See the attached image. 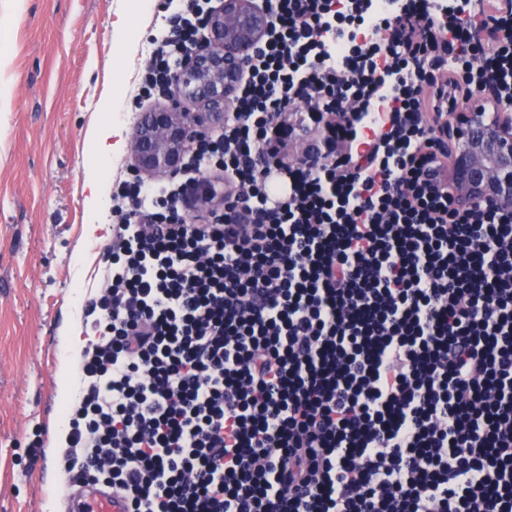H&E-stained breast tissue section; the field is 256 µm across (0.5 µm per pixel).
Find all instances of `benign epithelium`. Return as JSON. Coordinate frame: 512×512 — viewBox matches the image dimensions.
Listing matches in <instances>:
<instances>
[{
  "instance_id": "obj_1",
  "label": "benign epithelium",
  "mask_w": 512,
  "mask_h": 512,
  "mask_svg": "<svg viewBox=\"0 0 512 512\" xmlns=\"http://www.w3.org/2000/svg\"><path fill=\"white\" fill-rule=\"evenodd\" d=\"M204 27L202 42L160 93L165 103L139 113L127 156V168L136 178L179 174L190 147L224 123L245 63L271 24L261 0H213ZM437 134L448 144L458 206H512V111L488 92L474 95L461 100ZM331 158L321 139L308 137L288 155V164L315 166ZM202 183L194 208L207 211L221 193L212 178Z\"/></svg>"
}]
</instances>
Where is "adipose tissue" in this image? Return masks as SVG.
Here are the masks:
<instances>
[{
    "instance_id": "1",
    "label": "adipose tissue",
    "mask_w": 512,
    "mask_h": 512,
    "mask_svg": "<svg viewBox=\"0 0 512 512\" xmlns=\"http://www.w3.org/2000/svg\"><path fill=\"white\" fill-rule=\"evenodd\" d=\"M117 107L118 101L114 96L104 97L100 104L102 116L90 124L86 133L91 154L84 168V205L89 215L86 234L91 240L97 239L101 231L98 215L108 201L103 163L125 146L122 127L110 117Z\"/></svg>"
}]
</instances>
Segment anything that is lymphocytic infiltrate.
Returning a JSON list of instances; mask_svg holds the SVG:
<instances>
[{
    "label": "lymphocytic infiltrate",
    "mask_w": 512,
    "mask_h": 512,
    "mask_svg": "<svg viewBox=\"0 0 512 512\" xmlns=\"http://www.w3.org/2000/svg\"><path fill=\"white\" fill-rule=\"evenodd\" d=\"M272 28L177 182L113 196L69 419L126 512H512V209L461 210L436 126L495 87L499 0H263ZM181 0L143 90L196 47ZM347 115L348 172L270 191L274 124ZM234 215L194 221L202 176Z\"/></svg>",
    "instance_id": "lymphocytic-infiltrate-1"
}]
</instances>
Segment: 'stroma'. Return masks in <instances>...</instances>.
Listing matches in <instances>:
<instances>
[{
	"label": "stroma",
	"mask_w": 512,
	"mask_h": 512,
	"mask_svg": "<svg viewBox=\"0 0 512 512\" xmlns=\"http://www.w3.org/2000/svg\"><path fill=\"white\" fill-rule=\"evenodd\" d=\"M128 3L0 0V512H65L73 490L51 434L61 332L103 288L112 236H84V131L114 91L132 134L151 43L168 30L165 9L134 13L135 42L116 44Z\"/></svg>",
	"instance_id": "stroma-1"
}]
</instances>
